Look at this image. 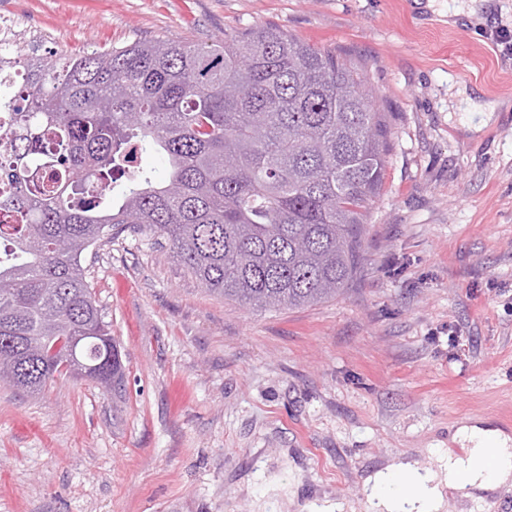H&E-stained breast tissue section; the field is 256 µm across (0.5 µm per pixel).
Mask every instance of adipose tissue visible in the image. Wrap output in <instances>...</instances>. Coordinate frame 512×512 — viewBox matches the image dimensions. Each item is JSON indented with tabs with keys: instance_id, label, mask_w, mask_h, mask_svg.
<instances>
[{
	"instance_id": "obj_1",
	"label": "adipose tissue",
	"mask_w": 512,
	"mask_h": 512,
	"mask_svg": "<svg viewBox=\"0 0 512 512\" xmlns=\"http://www.w3.org/2000/svg\"><path fill=\"white\" fill-rule=\"evenodd\" d=\"M451 439L467 445V454L452 455L438 443L430 450L435 468L423 470L394 458L368 476L362 512H446L449 491H493L512 485V436L463 424Z\"/></svg>"
}]
</instances>
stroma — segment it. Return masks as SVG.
Returning <instances> with one entry per match:
<instances>
[{"mask_svg":"<svg viewBox=\"0 0 512 512\" xmlns=\"http://www.w3.org/2000/svg\"><path fill=\"white\" fill-rule=\"evenodd\" d=\"M0 0L61 56L273 25L363 66L390 130L364 261L253 312L134 228L85 263L119 388L0 384V512H360L364 479L469 418L512 420V0Z\"/></svg>","mask_w":512,"mask_h":512,"instance_id":"1","label":"stroma"}]
</instances>
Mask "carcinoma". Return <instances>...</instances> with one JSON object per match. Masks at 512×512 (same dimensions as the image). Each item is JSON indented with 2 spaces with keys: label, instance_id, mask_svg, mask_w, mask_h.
Wrapping results in <instances>:
<instances>
[{
  "label": "carcinoma",
  "instance_id": "1",
  "mask_svg": "<svg viewBox=\"0 0 512 512\" xmlns=\"http://www.w3.org/2000/svg\"><path fill=\"white\" fill-rule=\"evenodd\" d=\"M0 383L40 396L110 325L82 257L153 232L209 292L252 310L336 297L363 260L389 130L362 69L273 25L34 61L0 55ZM163 153L155 182L138 162Z\"/></svg>",
  "mask_w": 512,
  "mask_h": 512
}]
</instances>
